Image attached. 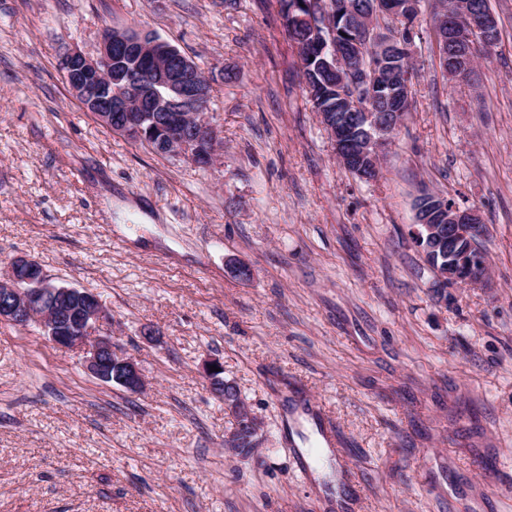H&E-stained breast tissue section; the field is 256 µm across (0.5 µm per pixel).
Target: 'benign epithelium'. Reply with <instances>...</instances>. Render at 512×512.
Segmentation results:
<instances>
[{
  "instance_id": "benign-epithelium-1",
  "label": "benign epithelium",
  "mask_w": 512,
  "mask_h": 512,
  "mask_svg": "<svg viewBox=\"0 0 512 512\" xmlns=\"http://www.w3.org/2000/svg\"><path fill=\"white\" fill-rule=\"evenodd\" d=\"M418 0H376V9L344 17L353 39L336 52V21L332 13L294 14L287 3L289 31L304 28L311 40L295 43L299 57L316 55L323 70L337 78L343 109L352 127H341L331 112L318 116L334 146L336 158L349 172L377 176L380 160L405 112L411 108L412 71L402 64L411 44L388 36L376 25L383 12L393 19H412ZM433 44L443 69L458 80L470 78L472 59L498 44L497 25L490 14L474 10L470 0H456V12L436 17ZM60 69L83 110L113 131L155 151L209 165L224 151L220 131L204 110L210 84L200 66L170 43L138 31L106 28L96 56L74 49ZM431 206L418 207L413 237L429 257L446 251L448 265L434 268L436 286H477L488 282L489 269L479 241L486 232L479 213L428 195ZM0 321L41 327L58 346L83 353L86 370L104 383L129 391L145 389L144 373L132 357L116 354L112 337L100 329L112 324L110 313L87 290L50 283L42 266L17 256L0 275ZM220 368L210 371L211 366ZM223 364L212 359L204 371L210 386L222 393Z\"/></svg>"
}]
</instances>
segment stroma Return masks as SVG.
<instances>
[{
	"mask_svg": "<svg viewBox=\"0 0 512 512\" xmlns=\"http://www.w3.org/2000/svg\"><path fill=\"white\" fill-rule=\"evenodd\" d=\"M435 6L367 182L306 99L279 0H0V272L24 255L96 294L147 380L102 383L0 322V512H512V0H491L471 83L427 50ZM107 26L199 64L220 161L81 109L59 61ZM424 189L481 214L488 285L437 287L410 235ZM211 359L258 421L249 457L225 447Z\"/></svg>",
	"mask_w": 512,
	"mask_h": 512,
	"instance_id": "stroma-1",
	"label": "stroma"
}]
</instances>
